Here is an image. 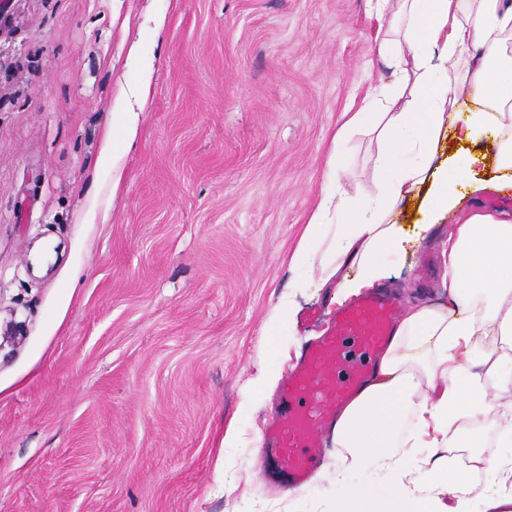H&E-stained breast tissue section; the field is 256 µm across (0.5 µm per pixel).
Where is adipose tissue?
I'll return each instance as SVG.
<instances>
[{"mask_svg":"<svg viewBox=\"0 0 512 512\" xmlns=\"http://www.w3.org/2000/svg\"><path fill=\"white\" fill-rule=\"evenodd\" d=\"M373 2L388 19L380 52L396 77L370 87L345 126L375 108L374 187L321 199L308 231L327 241L326 255L304 243L292 263L306 273L297 288L336 276L340 295L355 297L395 277L435 222L464 213L448 235L447 304L407 310L330 434L331 512H448L471 480L448 459L472 445L465 421L493 419L512 441V377L492 343L512 336V216L464 209L484 190L466 178L483 146L512 182V0ZM412 202L422 218L409 228Z\"/></svg>","mask_w":512,"mask_h":512,"instance_id":"1","label":"adipose tissue"}]
</instances>
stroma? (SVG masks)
Listing matches in <instances>:
<instances>
[{"mask_svg": "<svg viewBox=\"0 0 512 512\" xmlns=\"http://www.w3.org/2000/svg\"><path fill=\"white\" fill-rule=\"evenodd\" d=\"M8 17L0 322L24 340L0 348V512H329L330 480L262 478L277 394L259 408L247 390L339 307L332 281L292 295L290 258L324 196L372 185L375 134H335L392 79L382 19L368 0H12ZM134 46L150 97L110 164ZM473 176L480 211L511 215L492 160ZM447 240L443 220L386 289L443 302Z\"/></svg>", "mask_w": 512, "mask_h": 512, "instance_id": "obj_1", "label": "stroma"}]
</instances>
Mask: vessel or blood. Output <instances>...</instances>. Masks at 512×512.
Segmentation results:
<instances>
[{
  "mask_svg": "<svg viewBox=\"0 0 512 512\" xmlns=\"http://www.w3.org/2000/svg\"><path fill=\"white\" fill-rule=\"evenodd\" d=\"M399 316L396 301L369 295L338 311L331 330L304 349L280 389V411L267 431V453L288 485L307 482L317 468L323 431L360 390L370 356L386 347Z\"/></svg>",
  "mask_w": 512,
  "mask_h": 512,
  "instance_id": "1",
  "label": "vessel or blood"
}]
</instances>
